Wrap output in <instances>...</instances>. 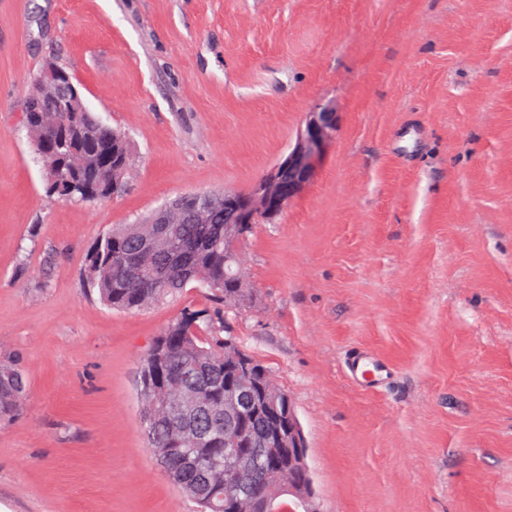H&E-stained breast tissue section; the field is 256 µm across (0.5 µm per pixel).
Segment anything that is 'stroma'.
Listing matches in <instances>:
<instances>
[{"label": "stroma", "mask_w": 512, "mask_h": 512, "mask_svg": "<svg viewBox=\"0 0 512 512\" xmlns=\"http://www.w3.org/2000/svg\"><path fill=\"white\" fill-rule=\"evenodd\" d=\"M131 137L120 196L49 195L23 126L47 62ZM343 123L240 245L232 339L292 397L321 512H512V0H0V512H195L140 422L138 367L207 289L102 305L85 255L182 194L247 190L309 109ZM395 382L363 392L345 352ZM343 372L355 386L369 392L386 388L394 378L392 366L366 348L353 350L346 355ZM26 378L18 358L0 360V425L11 422L26 397Z\"/></svg>", "instance_id": "stroma-1"}]
</instances>
